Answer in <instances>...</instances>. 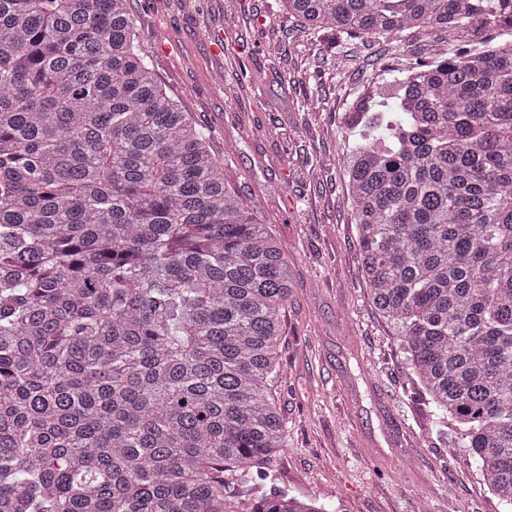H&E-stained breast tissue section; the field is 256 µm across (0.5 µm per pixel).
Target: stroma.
Here are the masks:
<instances>
[{"label": "stroma", "mask_w": 512, "mask_h": 512, "mask_svg": "<svg viewBox=\"0 0 512 512\" xmlns=\"http://www.w3.org/2000/svg\"><path fill=\"white\" fill-rule=\"evenodd\" d=\"M132 7L156 74L292 267L275 386L288 446L264 490L332 512H501L465 449L434 445L405 387L361 276L342 173L347 109L380 68L414 58L416 39L357 44L322 67V43L276 0Z\"/></svg>", "instance_id": "obj_1"}]
</instances>
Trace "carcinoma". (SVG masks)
<instances>
[{
    "mask_svg": "<svg viewBox=\"0 0 512 512\" xmlns=\"http://www.w3.org/2000/svg\"><path fill=\"white\" fill-rule=\"evenodd\" d=\"M130 0H0V512H324L288 447L292 279ZM333 58L448 33L349 107L362 277L428 409L512 512V0H278Z\"/></svg>",
    "mask_w": 512,
    "mask_h": 512,
    "instance_id": "carcinoma-1",
    "label": "carcinoma"
}]
</instances>
